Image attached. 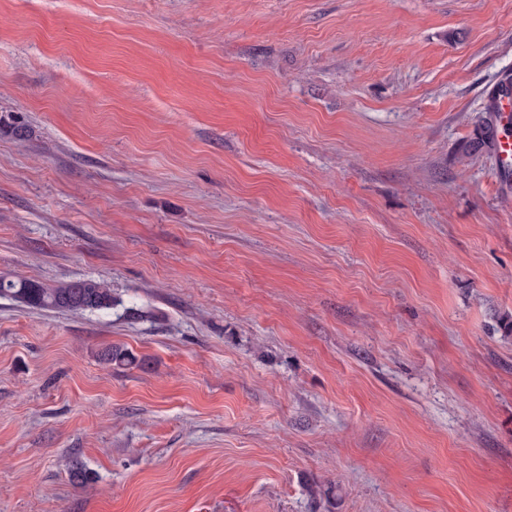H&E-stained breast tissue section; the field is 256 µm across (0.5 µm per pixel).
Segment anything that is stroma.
Returning <instances> with one entry per match:
<instances>
[{"label": "stroma", "instance_id": "stroma-1", "mask_svg": "<svg viewBox=\"0 0 512 512\" xmlns=\"http://www.w3.org/2000/svg\"><path fill=\"white\" fill-rule=\"evenodd\" d=\"M0 15V512H512V0ZM486 104L496 130L495 140L490 124H484L479 127L471 149L474 152L492 150L493 146L500 185L508 190L510 176L512 187V131L511 134L507 133L512 126V80L510 83L508 78H502L491 84L487 89ZM0 297H7L26 306L64 312H106L116 300L104 282L82 279L47 285L40 281L0 274Z\"/></svg>", "mask_w": 512, "mask_h": 512}]
</instances>
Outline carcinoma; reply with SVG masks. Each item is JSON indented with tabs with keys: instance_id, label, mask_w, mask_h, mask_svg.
I'll return each mask as SVG.
<instances>
[{
	"instance_id": "obj_1",
	"label": "carcinoma",
	"mask_w": 512,
	"mask_h": 512,
	"mask_svg": "<svg viewBox=\"0 0 512 512\" xmlns=\"http://www.w3.org/2000/svg\"><path fill=\"white\" fill-rule=\"evenodd\" d=\"M494 132L490 124L479 127L471 149L490 150L493 146ZM0 297H7L26 306L64 312H106L112 310L115 298L112 289L103 281L82 279L47 285L40 281L0 274ZM100 359L117 366L141 365L131 352L120 346H107L100 352Z\"/></svg>"
}]
</instances>
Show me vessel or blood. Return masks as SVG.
Listing matches in <instances>:
<instances>
[{
    "mask_svg": "<svg viewBox=\"0 0 512 512\" xmlns=\"http://www.w3.org/2000/svg\"><path fill=\"white\" fill-rule=\"evenodd\" d=\"M486 104L496 130L493 144L496 171L502 187L512 186V80L502 78L491 84Z\"/></svg>",
    "mask_w": 512,
    "mask_h": 512,
    "instance_id": "b4317fda",
    "label": "vessel or blood"
}]
</instances>
